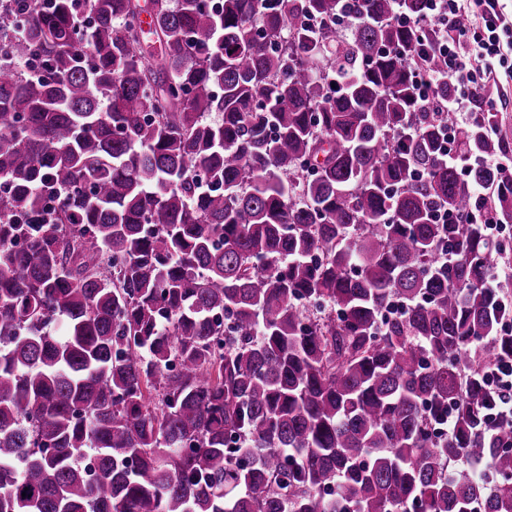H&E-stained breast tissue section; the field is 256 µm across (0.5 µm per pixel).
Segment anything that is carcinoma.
<instances>
[{
  "mask_svg": "<svg viewBox=\"0 0 512 512\" xmlns=\"http://www.w3.org/2000/svg\"><path fill=\"white\" fill-rule=\"evenodd\" d=\"M421 2L0 0V512H512V167ZM487 190V197L482 198L483 205H477L475 212L471 214L472 220L478 224H489L488 229L497 236L499 240L507 241L509 248L506 252L502 253L497 257V277L494 281V286L500 288L502 292L507 293L509 297H512V224H503L501 231L499 232V220L496 219L492 204H489V189ZM498 233V234H496ZM494 381L499 389V402L493 415L512 423V363L497 368Z\"/></svg>",
  "mask_w": 512,
  "mask_h": 512,
  "instance_id": "obj_1",
  "label": "carcinoma"
}]
</instances>
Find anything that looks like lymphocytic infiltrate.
Instances as JSON below:
<instances>
[{
  "label": "lymphocytic infiltrate",
  "instance_id": "obj_1",
  "mask_svg": "<svg viewBox=\"0 0 512 512\" xmlns=\"http://www.w3.org/2000/svg\"><path fill=\"white\" fill-rule=\"evenodd\" d=\"M463 15L471 23L461 31L456 23ZM421 20L433 30L414 64L422 109L459 115L496 111L492 91L500 68L512 63L501 42L502 35L512 34V19L502 13L500 0H422ZM442 81L449 95L440 100L433 88Z\"/></svg>",
  "mask_w": 512,
  "mask_h": 512
}]
</instances>
